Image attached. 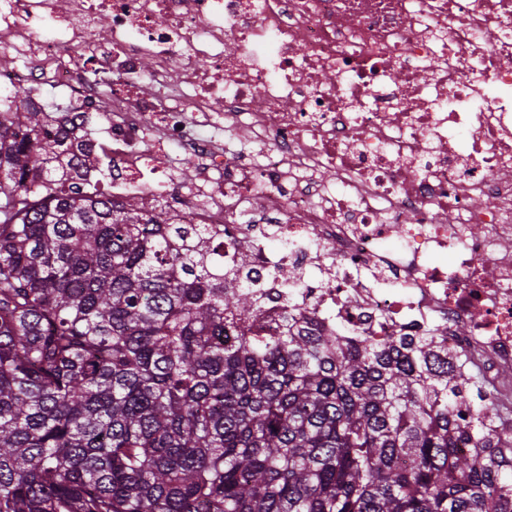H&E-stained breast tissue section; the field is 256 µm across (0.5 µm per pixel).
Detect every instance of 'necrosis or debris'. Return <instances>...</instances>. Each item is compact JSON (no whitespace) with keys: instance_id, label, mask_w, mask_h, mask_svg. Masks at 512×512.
<instances>
[{"instance_id":"obj_1","label":"necrosis or debris","mask_w":512,"mask_h":512,"mask_svg":"<svg viewBox=\"0 0 512 512\" xmlns=\"http://www.w3.org/2000/svg\"><path fill=\"white\" fill-rule=\"evenodd\" d=\"M44 85L112 199L326 332L446 334L512 427V0H0V95Z\"/></svg>"}]
</instances>
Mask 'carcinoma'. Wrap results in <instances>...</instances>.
I'll return each mask as SVG.
<instances>
[{
	"label": "carcinoma",
	"mask_w": 512,
	"mask_h": 512,
	"mask_svg": "<svg viewBox=\"0 0 512 512\" xmlns=\"http://www.w3.org/2000/svg\"><path fill=\"white\" fill-rule=\"evenodd\" d=\"M96 170L31 90L0 109V512H512L500 415L443 337L274 316L246 257L81 190Z\"/></svg>",
	"instance_id": "1"
}]
</instances>
